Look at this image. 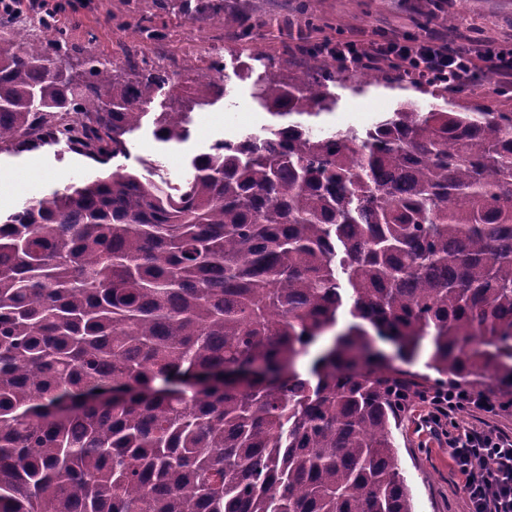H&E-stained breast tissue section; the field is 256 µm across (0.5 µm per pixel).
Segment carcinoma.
Masks as SVG:
<instances>
[{
    "label": "carcinoma",
    "mask_w": 512,
    "mask_h": 512,
    "mask_svg": "<svg viewBox=\"0 0 512 512\" xmlns=\"http://www.w3.org/2000/svg\"><path fill=\"white\" fill-rule=\"evenodd\" d=\"M203 22L223 0H185ZM0 20V152L126 155L158 57L69 61ZM254 52L260 23L224 15ZM64 61L51 70L50 57ZM189 87L226 93L221 62ZM431 96L316 134L336 61L305 55L253 98L288 122L214 142L182 188L115 171L0 224V512H413L393 435L453 383L512 403V112ZM180 144L187 113L155 115ZM429 345L427 369L408 371Z\"/></svg>",
    "instance_id": "cac0c4a2"
}]
</instances>
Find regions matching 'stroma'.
I'll use <instances>...</instances> for the list:
<instances>
[{
  "mask_svg": "<svg viewBox=\"0 0 512 512\" xmlns=\"http://www.w3.org/2000/svg\"><path fill=\"white\" fill-rule=\"evenodd\" d=\"M302 4L303 0H224L225 11L260 20L256 49L261 57L257 60L240 55L232 31L219 22L199 25L176 11L158 14L163 37L149 45V52L163 56L167 68L187 85L207 71L204 60L192 53L194 47L205 46L224 66L228 88L224 98L190 110L187 142L164 145L155 140L153 126L147 122L130 135L128 153L104 165L62 145H45L21 154L0 153V216L15 212L27 196L40 197L65 184L116 170L182 185L191 158L207 151L214 141L273 125V117L254 104L252 86L257 77L278 73L282 60L299 62L298 45L340 37L370 41L382 34L394 38L418 34L416 21L425 0H319V19L311 26L305 23ZM44 5L54 14L56 24L67 30L76 59L94 54L112 60L119 47H137V21L155 12L154 0H44ZM452 12L459 17L460 30L512 37V0H452L450 11L438 12L431 27L447 29ZM351 85L348 74H338L330 88L336 107L312 119L315 130L367 127L404 97L401 91L374 84L357 93ZM395 438L413 512H468L464 476L454 467L447 444L431 436L414 408L406 409Z\"/></svg>",
  "mask_w": 512,
  "mask_h": 512,
  "instance_id": "1",
  "label": "stroma"
}]
</instances>
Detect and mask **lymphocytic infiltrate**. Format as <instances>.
<instances>
[{"label": "lymphocytic infiltrate", "mask_w": 512, "mask_h": 512, "mask_svg": "<svg viewBox=\"0 0 512 512\" xmlns=\"http://www.w3.org/2000/svg\"><path fill=\"white\" fill-rule=\"evenodd\" d=\"M322 52L358 70L402 68L428 79L448 77L456 85L476 84L489 69L496 86L512 90V39L480 37L460 30L403 40H326ZM424 420L450 450L465 477L469 512H512V435L457 421V414L493 416L500 406L467 392L441 391L422 399Z\"/></svg>", "instance_id": "f902f5d3"}]
</instances>
